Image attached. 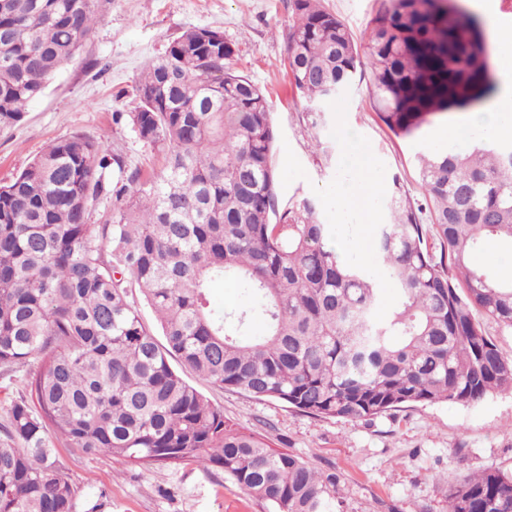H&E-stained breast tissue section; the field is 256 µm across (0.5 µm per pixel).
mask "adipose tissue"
<instances>
[{"mask_svg":"<svg viewBox=\"0 0 512 512\" xmlns=\"http://www.w3.org/2000/svg\"><path fill=\"white\" fill-rule=\"evenodd\" d=\"M496 140L512 134V85L505 87L488 108L469 113L467 124ZM381 174L365 146L350 147L340 185L336 189V222L355 229L365 251H372L369 230L380 221Z\"/></svg>","mask_w":512,"mask_h":512,"instance_id":"1","label":"adipose tissue"}]
</instances>
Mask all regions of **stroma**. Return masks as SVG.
I'll list each match as a JSON object with an SVG mask.
<instances>
[{"mask_svg":"<svg viewBox=\"0 0 512 512\" xmlns=\"http://www.w3.org/2000/svg\"><path fill=\"white\" fill-rule=\"evenodd\" d=\"M355 39L364 40L378 0H325ZM290 0H107L79 53L31 102L21 122L0 132V184L9 182L54 141L83 134L104 139L130 166L156 160L117 112L133 111L140 73L190 28L223 33L238 70L269 96L276 134L274 161L280 205L308 197L333 246L347 260L368 264L352 245L353 231L336 227L330 198L344 164L347 141L365 144L382 174L380 218L388 220L390 188L400 181L418 196L417 157L460 149L433 128L416 139L395 137L376 117L361 81L344 89L328 111L311 115L284 68ZM187 381L224 409L231 423L271 448L335 472L347 512H445V494L458 476L498 468L512 472V394L478 404L403 408L363 422L319 419L275 401H260L198 381ZM57 453L78 488L77 512L104 498L103 512H268L223 471L194 464L145 467L107 454L83 455L64 444Z\"/></svg>","mask_w":512,"mask_h":512,"instance_id":"obj_1","label":"stroma"}]
</instances>
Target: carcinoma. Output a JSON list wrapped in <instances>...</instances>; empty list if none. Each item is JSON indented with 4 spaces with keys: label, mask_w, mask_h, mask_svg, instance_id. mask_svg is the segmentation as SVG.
<instances>
[{
    "label": "carcinoma",
    "mask_w": 512,
    "mask_h": 512,
    "mask_svg": "<svg viewBox=\"0 0 512 512\" xmlns=\"http://www.w3.org/2000/svg\"><path fill=\"white\" fill-rule=\"evenodd\" d=\"M292 2L285 61L310 112L351 83L362 53L371 106L398 138L497 91L482 22L451 0H380L362 53L322 0ZM100 11V0H0V131ZM234 56L222 33L193 28L142 72L134 111L117 120L160 170L130 171L77 134L0 185V369L39 361L0 428V512H76L54 435L85 455L217 468L269 512H344L335 473L230 425L173 359L218 387L347 422L512 393V359L482 324L512 329V277L474 261L490 243L512 252V149L478 137L420 155L416 201L394 182L390 222L372 232L373 262L399 291L382 314L381 282L328 245L316 203L280 207L268 101ZM102 197L112 207L94 224ZM226 277L251 305L216 317L207 290ZM447 499V512H512V472L462 476Z\"/></svg>",
    "instance_id": "obj_1"
}]
</instances>
